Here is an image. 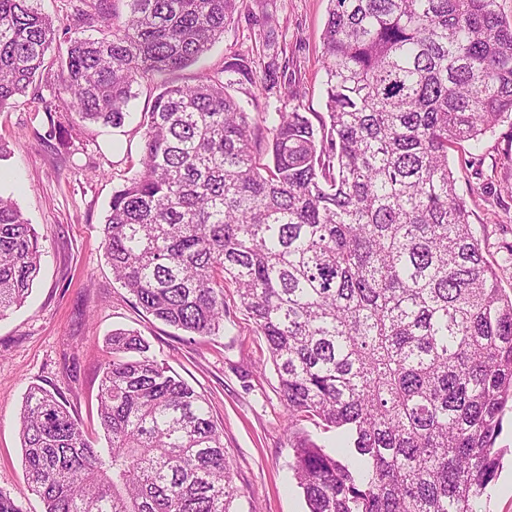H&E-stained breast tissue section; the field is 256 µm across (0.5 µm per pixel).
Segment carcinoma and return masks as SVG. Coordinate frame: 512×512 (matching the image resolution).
Masks as SVG:
<instances>
[{
	"mask_svg": "<svg viewBox=\"0 0 512 512\" xmlns=\"http://www.w3.org/2000/svg\"><path fill=\"white\" fill-rule=\"evenodd\" d=\"M0 0V108L50 67L64 110L117 128L143 80L141 170L103 228L136 307L196 336L224 289L264 337L307 512H477L512 401V295L485 259L448 150L512 115V22L498 0H331L326 114L245 111L216 76H163L222 38L235 0ZM66 51L47 58L53 44ZM267 162H262V157ZM40 237L0 195V318L40 271ZM102 448L28 387L18 419L44 512H235L224 428L206 399L115 330ZM341 435L345 464L296 429ZM42 10L49 14L55 21V25L72 23L70 15L73 13L72 5L69 0H41Z\"/></svg>",
	"mask_w": 512,
	"mask_h": 512,
	"instance_id": "obj_1",
	"label": "carcinoma"
}]
</instances>
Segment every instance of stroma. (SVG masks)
<instances>
[{"label":"stroma","instance_id":"35a3bbf8","mask_svg":"<svg viewBox=\"0 0 512 512\" xmlns=\"http://www.w3.org/2000/svg\"><path fill=\"white\" fill-rule=\"evenodd\" d=\"M330 0H236L224 36L196 64L172 73L193 85L222 74L228 92L248 112L300 107L324 112L322 34ZM243 58L252 80L225 72ZM125 123L63 126L62 105L46 81L0 109V194L12 197L43 245L41 269L25 305L0 319V491L25 512H43L25 481L16 419L30 385L59 396L96 439L99 379L111 354L112 330L141 333L171 374L209 401L224 427V448L240 491L237 512H306L288 468L292 457L286 411L277 392L266 342L240 309L234 289L224 291V330L201 338L175 330L137 308L115 280L105 257L102 227L112 193L139 169L142 122L156 91L143 83ZM457 192L471 212L487 261L501 269L512 292V120L497 124L476 145L450 151ZM505 455L477 512H512V414L497 440Z\"/></svg>","mask_w":512,"mask_h":512}]
</instances>
